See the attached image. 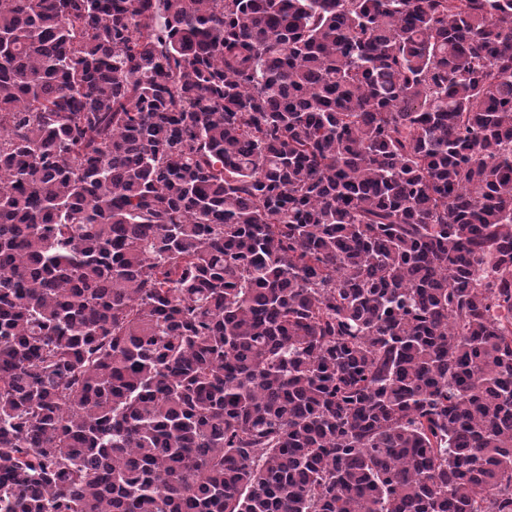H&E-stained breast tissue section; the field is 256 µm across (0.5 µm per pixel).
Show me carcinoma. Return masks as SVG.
Here are the masks:
<instances>
[{
	"mask_svg": "<svg viewBox=\"0 0 512 512\" xmlns=\"http://www.w3.org/2000/svg\"><path fill=\"white\" fill-rule=\"evenodd\" d=\"M0 512H512V0H0Z\"/></svg>",
	"mask_w": 512,
	"mask_h": 512,
	"instance_id": "1",
	"label": "carcinoma"
}]
</instances>
